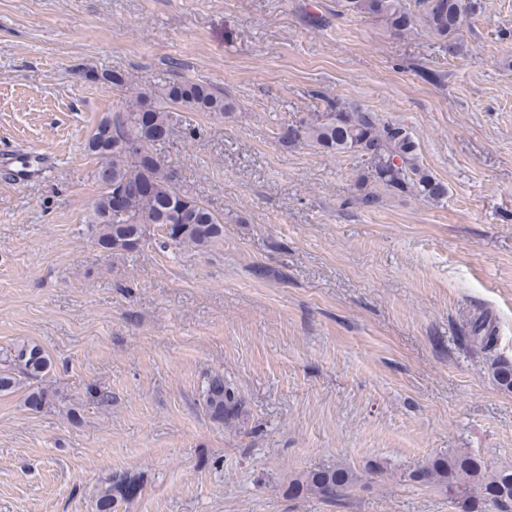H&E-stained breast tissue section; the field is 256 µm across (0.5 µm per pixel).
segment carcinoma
<instances>
[{
    "mask_svg": "<svg viewBox=\"0 0 512 512\" xmlns=\"http://www.w3.org/2000/svg\"><path fill=\"white\" fill-rule=\"evenodd\" d=\"M476 6L475 0H415L413 12L405 0H345L344 4L354 14L381 21L398 36L410 31L417 13L442 48L453 54L464 53L466 46L448 36L461 31ZM173 105L219 115L234 111L232 101L209 87L174 80L134 92L87 140V151L100 163L102 187L90 223L94 224L96 243L108 251H134L146 241V232L153 226L163 228L160 246L164 248L204 249L223 237L224 214L181 188L171 165L157 152L156 145L171 134L169 108ZM322 114L320 119L303 117L289 124L280 141L290 148L310 146L330 155L370 160V176L356 185V199L361 203L370 207L378 203L375 185L433 202L447 194L446 186L423 168L418 143L401 124L383 121L377 113L339 97L325 99ZM118 189L126 192L120 211L112 207V194ZM51 369L52 360L40 345L24 343L3 360L0 393L14 391L23 381H40ZM202 402L206 414L219 424L244 412L242 399L218 374L207 380ZM410 479L446 487L466 509L474 508L478 500L490 499L499 512H512V467L490 470L482 459L457 453L429 461L413 471ZM358 480L349 467L320 466L301 476L294 486L334 502ZM138 490L139 485L128 475L107 478L98 494V512H117L120 501L135 496Z\"/></svg>",
    "mask_w": 512,
    "mask_h": 512,
    "instance_id": "1",
    "label": "carcinoma"
}]
</instances>
